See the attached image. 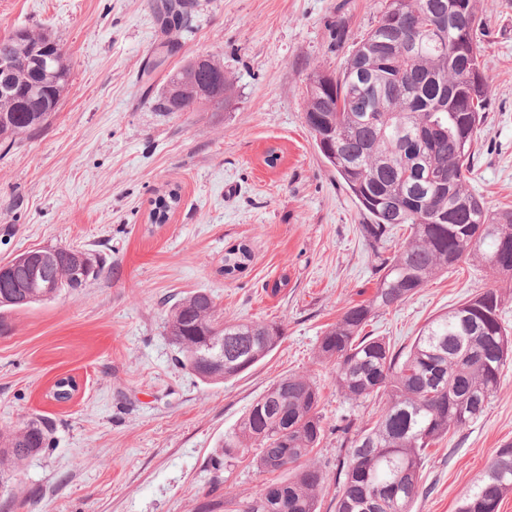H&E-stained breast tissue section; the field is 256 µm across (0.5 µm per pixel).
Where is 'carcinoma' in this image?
Instances as JSON below:
<instances>
[{
  "instance_id": "obj_1",
  "label": "carcinoma",
  "mask_w": 512,
  "mask_h": 512,
  "mask_svg": "<svg viewBox=\"0 0 512 512\" xmlns=\"http://www.w3.org/2000/svg\"><path fill=\"white\" fill-rule=\"evenodd\" d=\"M191 0H164L157 13L169 35L186 27ZM459 23L432 30L430 16ZM483 26L480 0H387L377 24L352 45L337 73L313 69L307 78L305 122L327 164L355 198L372 245L403 228L407 236L393 254L380 259L376 288L347 307L322 336L318 356L336 365L341 392L352 401L385 399L367 426L340 427L348 452L339 463L344 477L336 512H413L421 493L426 450L449 432L480 417L501 388L502 368L512 355V333L499 319L501 294L487 288L431 319L406 350L365 327L381 309L411 299L440 272L463 260L512 275V208L493 209L471 185L474 145L492 93L490 61L476 44ZM27 61L5 77L12 91L0 92V142H16L40 131L60 104L70 69L61 44L45 33L17 29L0 38V53ZM361 66L374 84L357 80ZM223 64L198 67L187 61L168 72L156 108L165 115L194 112L209 104L216 83L229 99L232 83ZM180 203L172 188L153 201L152 219L163 224ZM402 214L390 223L385 205ZM0 275V311L24 310L81 288L104 270L99 256L67 246L42 254L20 253ZM250 248L224 252V274L243 272ZM167 336L180 363L199 380L221 384L234 378L205 364L206 337L225 335L224 360L253 368L285 335L276 322L226 323L214 296L203 289L174 300ZM70 378L53 386L50 398L67 401ZM321 394L314 383L288 375L272 383L252 404L239 426L224 436L211 460L215 481L224 468L241 462L250 449L265 473L288 477L271 482L276 499L263 491L240 512H317L328 475L309 463L325 435ZM50 444V426L41 418L0 433V490L8 489L23 461ZM512 493V443L499 449L457 512H498Z\"/></svg>"
}]
</instances>
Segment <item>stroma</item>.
Here are the masks:
<instances>
[{
	"mask_svg": "<svg viewBox=\"0 0 512 512\" xmlns=\"http://www.w3.org/2000/svg\"><path fill=\"white\" fill-rule=\"evenodd\" d=\"M192 26L174 33L164 67L152 0H0V36L17 28L64 45L70 77L60 107L39 133L0 145V263L32 247L101 254L102 274L51 302L7 315L0 334V431L34 417L51 446L25 461L0 512H238L268 479L254 463L225 470L210 459L275 380L302 374L320 389L325 436L311 456L335 474L347 450L339 427L372 403L340 392L333 363L318 359L326 328L367 299L379 256L361 233L358 206L319 154L305 123L312 68L339 71L349 41L376 23L386 0H194ZM480 51L495 90L478 134L472 187L490 207L512 205V0H481ZM215 56L233 83L223 109L162 116L152 103L168 68ZM276 149V166L264 162ZM179 187L167 223L154 198ZM244 243L252 262L221 271L225 250ZM487 288L501 291L512 329V279L462 262L409 301L380 312L372 335L411 345L434 315ZM204 289L231 321L280 323L286 336L250 371L207 385L182 370L165 331L172 295ZM80 393L53 401L55 380ZM486 412L429 448L414 512H456L459 500L512 443V360Z\"/></svg>",
	"mask_w": 512,
	"mask_h": 512,
	"instance_id": "stroma-1",
	"label": "stroma"
}]
</instances>
